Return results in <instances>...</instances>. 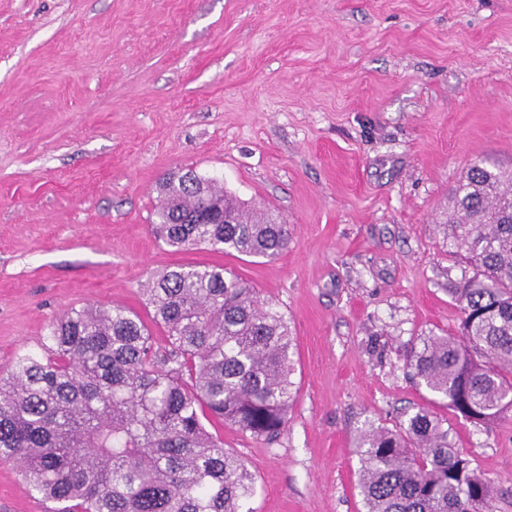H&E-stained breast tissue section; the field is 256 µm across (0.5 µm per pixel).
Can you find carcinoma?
<instances>
[{"instance_id": "cac0c4a2", "label": "carcinoma", "mask_w": 512, "mask_h": 512, "mask_svg": "<svg viewBox=\"0 0 512 512\" xmlns=\"http://www.w3.org/2000/svg\"><path fill=\"white\" fill-rule=\"evenodd\" d=\"M158 193L156 231L171 247L267 258L288 248L279 215L245 209L192 169ZM445 225L472 268L451 289L462 336L420 338L407 366L455 415L487 423L512 410V174L472 162ZM143 295L148 322L89 303L48 324L44 355L14 358L0 375V459L56 512H244L255 478L208 425L268 443L284 432L288 322L217 266L166 269ZM359 448L366 512H495L493 481L428 408L398 430L369 426Z\"/></svg>"}]
</instances>
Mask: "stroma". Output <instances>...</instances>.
Instances as JSON below:
<instances>
[{
    "instance_id": "obj_1",
    "label": "stroma",
    "mask_w": 512,
    "mask_h": 512,
    "mask_svg": "<svg viewBox=\"0 0 512 512\" xmlns=\"http://www.w3.org/2000/svg\"><path fill=\"white\" fill-rule=\"evenodd\" d=\"M512 168V0H0V371L95 301L224 267L295 339L274 442L211 425L253 473L252 512H365L357 443L418 408L512 512V412L452 417L405 354L456 336L465 263L443 211L474 160ZM191 168L286 222L274 260L156 238L157 185ZM0 459V512H50Z\"/></svg>"
}]
</instances>
